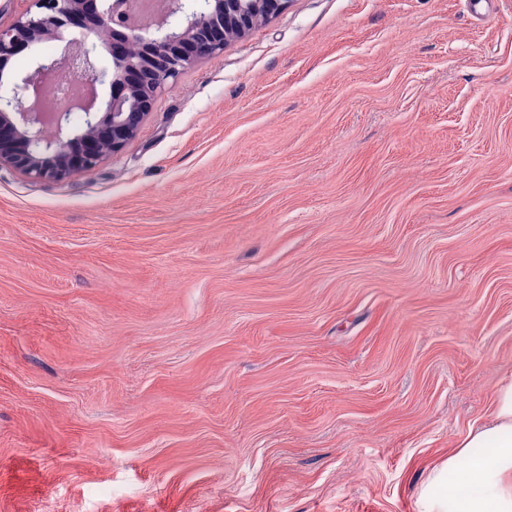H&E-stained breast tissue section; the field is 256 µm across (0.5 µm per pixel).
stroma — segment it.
<instances>
[{"label": "stroma", "mask_w": 512, "mask_h": 512, "mask_svg": "<svg viewBox=\"0 0 512 512\" xmlns=\"http://www.w3.org/2000/svg\"><path fill=\"white\" fill-rule=\"evenodd\" d=\"M510 378L512 0H291L0 167V512H419Z\"/></svg>", "instance_id": "stroma-1"}]
</instances>
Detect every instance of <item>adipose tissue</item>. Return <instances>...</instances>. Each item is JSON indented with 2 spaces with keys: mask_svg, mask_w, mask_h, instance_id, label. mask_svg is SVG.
Returning <instances> with one entry per match:
<instances>
[{
  "mask_svg": "<svg viewBox=\"0 0 512 512\" xmlns=\"http://www.w3.org/2000/svg\"><path fill=\"white\" fill-rule=\"evenodd\" d=\"M424 512H512V379L424 484Z\"/></svg>",
  "mask_w": 512,
  "mask_h": 512,
  "instance_id": "adipose-tissue-1",
  "label": "adipose tissue"
}]
</instances>
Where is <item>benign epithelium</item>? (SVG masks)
Returning <instances> with one entry per match:
<instances>
[{"mask_svg": "<svg viewBox=\"0 0 512 512\" xmlns=\"http://www.w3.org/2000/svg\"><path fill=\"white\" fill-rule=\"evenodd\" d=\"M11 23H0V87L4 67L21 51L61 41L70 27L86 36L66 41L63 52L42 58L0 93V166L33 181L64 182L95 169L120 152L150 113L156 98L172 89L186 68L220 54L228 35H242L260 18L284 12L288 0H159L154 24L130 28L125 0H28ZM100 29L111 61L102 65L88 35ZM87 80V91L62 103L43 100L61 73ZM111 89L98 107V87Z\"/></svg>", "mask_w": 512, "mask_h": 512, "instance_id": "1", "label": "benign epithelium"}]
</instances>
